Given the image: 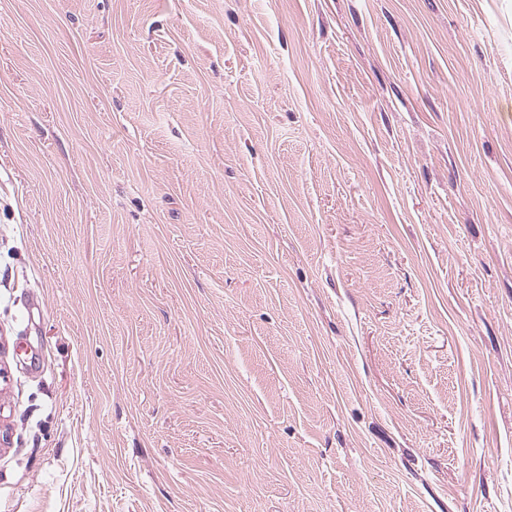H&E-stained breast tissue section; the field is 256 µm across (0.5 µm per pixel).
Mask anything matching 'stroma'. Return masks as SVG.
Masks as SVG:
<instances>
[{
	"mask_svg": "<svg viewBox=\"0 0 512 512\" xmlns=\"http://www.w3.org/2000/svg\"><path fill=\"white\" fill-rule=\"evenodd\" d=\"M0 512H512V0H0Z\"/></svg>",
	"mask_w": 512,
	"mask_h": 512,
	"instance_id": "stroma-1",
	"label": "stroma"
}]
</instances>
